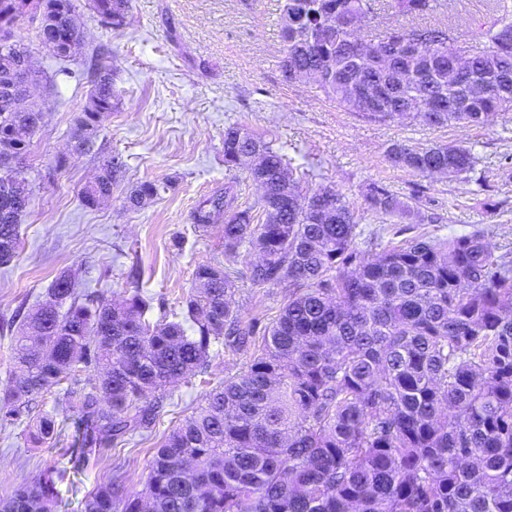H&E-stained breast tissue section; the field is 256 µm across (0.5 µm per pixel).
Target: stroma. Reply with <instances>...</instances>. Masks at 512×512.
<instances>
[{
	"instance_id": "35a3bbf8",
	"label": "stroma",
	"mask_w": 512,
	"mask_h": 512,
	"mask_svg": "<svg viewBox=\"0 0 512 512\" xmlns=\"http://www.w3.org/2000/svg\"><path fill=\"white\" fill-rule=\"evenodd\" d=\"M284 0H129L124 26L98 23L88 0H78L80 43L67 62L57 61L23 25L16 39L47 78L30 90L42 114L31 139L28 176L33 197L21 220V244L0 265V396L19 371L9 357L12 334L3 324L18 309L42 300L52 281L67 273L78 290L116 299L142 285L155 304L177 309L193 283L197 264L224 256L222 225L196 230L193 208L223 188L224 130L240 126L283 147L296 164L314 168L303 190L329 188L343 196L360 225L380 233V247L418 233L445 238L483 229L491 245L512 243V111L486 128L433 129L421 122L360 120L317 92L312 82H285L280 69V17ZM493 16L490 0H436L417 25L450 29L458 46L481 48ZM109 58L117 105L106 115L91 151H71V136L90 90L93 50ZM460 142L478 157L475 172L455 178L419 175L394 167L395 143L427 147ZM124 162L110 197L93 208L83 187L102 163ZM168 183L166 192L133 209L137 183ZM380 182L403 198H418L434 212L433 224L387 223L365 201ZM255 255L240 251L231 270L240 273L234 302L245 318L265 328L285 302L282 286H256L244 274ZM242 353L215 345L205 380L166 388L168 405L151 437L125 447L73 453L67 442L38 447L26 439L25 421L0 420V497L53 469L59 512H84L86 497L121 473L126 489H142L157 441L190 416L212 385L246 365Z\"/></svg>"
}]
</instances>
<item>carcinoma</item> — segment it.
<instances>
[{"instance_id":"obj_1","label":"carcinoma","mask_w":512,"mask_h":512,"mask_svg":"<svg viewBox=\"0 0 512 512\" xmlns=\"http://www.w3.org/2000/svg\"><path fill=\"white\" fill-rule=\"evenodd\" d=\"M100 25L118 30L128 0H91ZM433 0H392L415 18ZM76 0H0V88L26 51L13 40L39 11L58 36L77 33ZM374 0H285L281 69L325 71L318 92L370 122L418 120L440 129L488 126L512 110V21L483 30L486 47L471 56L487 78L484 93L422 83L425 65L448 64V30L391 26L376 34L389 46V65L349 63ZM400 75L399 100L379 112L351 106L359 84H387ZM91 89L77 119L73 153L89 151L103 117L112 112V67L93 56ZM420 103L424 111L408 108ZM37 113L17 99L0 105V157L29 154ZM260 152L261 175L273 189L241 200L232 176L224 191L191 213L199 228L223 226L225 262L241 247L266 258L248 268L255 285H285L287 300L258 334L257 322L232 303L237 284L224 262L198 264L181 318L150 320L153 298L141 288L112 300L78 295L61 274L19 324L11 345L20 377L3 398L1 420L29 414L50 389L56 408L36 414L28 441L57 445L71 410L82 428L80 449L116 448L152 433L166 396L162 388L203 375L211 347L249 355L244 369L206 394L190 417L154 447L144 489L124 492L110 480L91 493L84 512H512V245L490 247L484 232L433 238L418 234L372 252L379 233L356 232L344 196L327 188L302 193L311 171L272 143L236 126L224 129V167L245 168L247 148ZM391 163L420 175L449 177L475 170L461 143L395 144ZM122 163L112 157L81 192L87 207L112 193ZM23 198L0 207V253L11 261L20 245L21 217L30 205L27 174L0 177ZM168 189L146 181L130 195L140 207ZM367 209L407 224L436 218L419 202L372 183ZM96 377L81 384L80 375ZM192 464L193 477L186 474ZM59 492L46 475L17 485L0 512H57Z\"/></svg>"}]
</instances>
